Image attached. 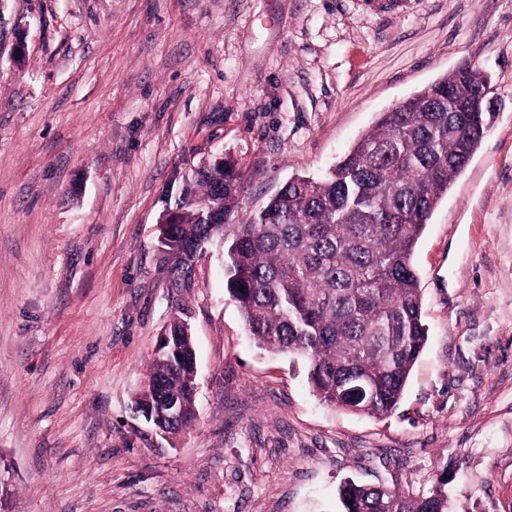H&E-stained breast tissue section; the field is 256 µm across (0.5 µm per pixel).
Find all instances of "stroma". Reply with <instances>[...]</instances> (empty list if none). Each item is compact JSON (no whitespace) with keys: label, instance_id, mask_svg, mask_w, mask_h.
Masks as SVG:
<instances>
[{"label":"stroma","instance_id":"1","mask_svg":"<svg viewBox=\"0 0 512 512\" xmlns=\"http://www.w3.org/2000/svg\"><path fill=\"white\" fill-rule=\"evenodd\" d=\"M465 64L501 110L414 256L426 348L387 415L322 404L249 336L222 241L180 281L159 223L220 156L245 221ZM176 316L197 418L162 436L133 398ZM441 479L448 512H512V0H0L5 512H343L345 481Z\"/></svg>","mask_w":512,"mask_h":512}]
</instances>
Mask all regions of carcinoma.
Returning a JSON list of instances; mask_svg holds the SVG:
<instances>
[{"instance_id":"obj_1","label":"carcinoma","mask_w":512,"mask_h":512,"mask_svg":"<svg viewBox=\"0 0 512 512\" xmlns=\"http://www.w3.org/2000/svg\"><path fill=\"white\" fill-rule=\"evenodd\" d=\"M460 72L434 82L381 113L321 181L298 176L242 224L229 220L242 182L235 163L201 171L200 203L170 225L173 277L184 280L203 246L224 243L226 288L258 347L295 355L324 403L368 415L398 404L428 341L412 257L437 203L490 129L491 113L460 112L469 102ZM185 360L154 357L135 403L181 398L162 418L175 434L195 419L193 338L170 326ZM370 392L352 399L357 379ZM344 512H448L440 487L410 496L348 482ZM352 504H347V501Z\"/></svg>"}]
</instances>
